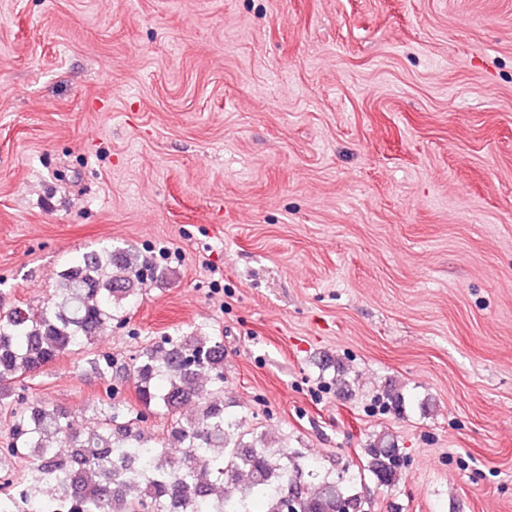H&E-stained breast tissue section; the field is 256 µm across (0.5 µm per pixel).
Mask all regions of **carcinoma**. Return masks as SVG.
<instances>
[{
    "label": "carcinoma",
    "mask_w": 512,
    "mask_h": 512,
    "mask_svg": "<svg viewBox=\"0 0 512 512\" xmlns=\"http://www.w3.org/2000/svg\"><path fill=\"white\" fill-rule=\"evenodd\" d=\"M159 276L130 249L103 245L69 263L42 304L0 310V411L11 419L0 448V512H359L355 483L316 471L300 452L273 451L264 434L224 408V343L201 329L160 337L123 364L135 400L106 388L92 426L71 410L25 392L68 353L86 356L105 381L117 371L93 350L101 333L122 324ZM192 404V415L183 409ZM167 418L161 434L141 424ZM180 448L178 458L168 449ZM383 486L402 478L394 442L379 437L357 476Z\"/></svg>",
    "instance_id": "1"
}]
</instances>
